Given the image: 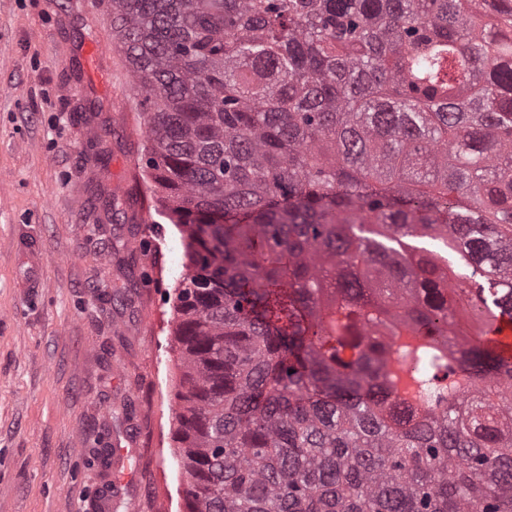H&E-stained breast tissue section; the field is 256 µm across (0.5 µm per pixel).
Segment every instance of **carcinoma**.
I'll list each match as a JSON object with an SVG mask.
<instances>
[{
  "instance_id": "obj_1",
  "label": "carcinoma",
  "mask_w": 512,
  "mask_h": 512,
  "mask_svg": "<svg viewBox=\"0 0 512 512\" xmlns=\"http://www.w3.org/2000/svg\"><path fill=\"white\" fill-rule=\"evenodd\" d=\"M94 2L185 239L186 512H512V366L448 349L512 315V0Z\"/></svg>"
}]
</instances>
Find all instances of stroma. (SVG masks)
Returning a JSON list of instances; mask_svg holds the SVG:
<instances>
[{"mask_svg": "<svg viewBox=\"0 0 512 512\" xmlns=\"http://www.w3.org/2000/svg\"><path fill=\"white\" fill-rule=\"evenodd\" d=\"M111 40L91 0H0V512H186V257L143 211L145 129ZM23 245L41 287L19 280Z\"/></svg>", "mask_w": 512, "mask_h": 512, "instance_id": "1", "label": "stroma"}]
</instances>
